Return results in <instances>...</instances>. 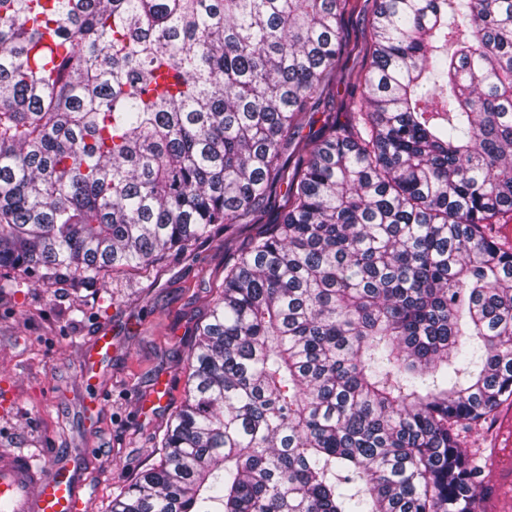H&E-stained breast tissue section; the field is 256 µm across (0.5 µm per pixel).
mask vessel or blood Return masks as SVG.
<instances>
[{"instance_id": "obj_1", "label": "vessel or blood", "mask_w": 512, "mask_h": 512, "mask_svg": "<svg viewBox=\"0 0 512 512\" xmlns=\"http://www.w3.org/2000/svg\"><path fill=\"white\" fill-rule=\"evenodd\" d=\"M111 348V337L101 335L84 349L83 377L94 373ZM504 437V445L488 449L484 457L487 470L497 475L481 490L485 512H504L502 499L512 493V430ZM0 512H86V504L68 468H42L35 454L14 448L0 452Z\"/></svg>"}]
</instances>
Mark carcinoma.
<instances>
[{
	"mask_svg": "<svg viewBox=\"0 0 512 512\" xmlns=\"http://www.w3.org/2000/svg\"><path fill=\"white\" fill-rule=\"evenodd\" d=\"M0 0V270L257 226L112 512H482L512 399V0ZM365 96L296 145L343 57ZM285 187L277 224L265 202ZM373 10V0H360L356 12L345 16L344 29L351 38L362 40L367 35L371 27ZM511 411L512 402L501 405L485 422L471 427L463 438L462 448L475 452L477 448H487L484 456L486 469L495 472L498 479L481 490L483 507L486 512H503L502 497H511L512 504V430L509 426L504 432L505 443L492 448L496 442L500 419Z\"/></svg>",
	"mask_w": 512,
	"mask_h": 512,
	"instance_id": "carcinoma-1",
	"label": "carcinoma"
}]
</instances>
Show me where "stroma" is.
<instances>
[{"label": "stroma", "mask_w": 512, "mask_h": 512, "mask_svg": "<svg viewBox=\"0 0 512 512\" xmlns=\"http://www.w3.org/2000/svg\"><path fill=\"white\" fill-rule=\"evenodd\" d=\"M364 56L343 60L333 94L312 107L300 131L314 140L325 112L346 120L344 105L365 89ZM231 224L147 271L112 274L74 293L69 282L39 286L19 271L0 277V450L36 448L45 467L69 463L89 512H112L128 477L151 463L156 434L186 399L187 353L224 280L225 263L254 233ZM109 332L112 351L96 378H81V351ZM164 398L149 403L156 391Z\"/></svg>", "instance_id": "stroma-1"}]
</instances>
